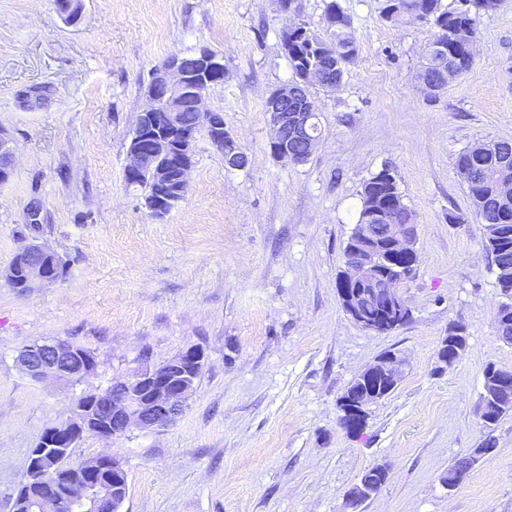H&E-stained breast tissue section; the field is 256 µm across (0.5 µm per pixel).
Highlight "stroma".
<instances>
[{
	"label": "stroma",
	"mask_w": 512,
	"mask_h": 512,
	"mask_svg": "<svg viewBox=\"0 0 512 512\" xmlns=\"http://www.w3.org/2000/svg\"><path fill=\"white\" fill-rule=\"evenodd\" d=\"M358 55L333 92L314 88L321 137L301 165L269 148L266 101L292 73L280 32L322 26L325 0H0V127L14 171L0 184V268L30 238L66 263L59 282L21 293L0 280V512H11L44 430L88 392L189 347L205 364L172 424L81 439L77 463L120 458L121 512H512V414L480 418L484 369L512 370L494 319L504 297L455 158L512 140V0L476 20L472 68L435 99L414 85L433 30L395 24L379 0H341ZM202 47L224 58L208 109L243 146L230 170L199 139L185 199L156 218L126 186V146L153 69ZM395 173L418 225V263L402 285L411 319L375 334L336 288L363 183ZM466 330L464 356L436 372L443 336ZM89 350L75 383L36 382L16 356L35 341ZM405 360L396 390L347 436L337 402L385 352ZM493 437L496 449L448 489L449 465ZM387 482L352 507L376 464Z\"/></svg>",
	"instance_id": "obj_1"
}]
</instances>
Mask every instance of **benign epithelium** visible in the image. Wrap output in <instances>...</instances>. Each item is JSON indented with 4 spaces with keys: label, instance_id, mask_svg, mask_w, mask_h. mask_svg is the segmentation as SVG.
<instances>
[{
    "label": "benign epithelium",
    "instance_id": "7a95c632",
    "mask_svg": "<svg viewBox=\"0 0 512 512\" xmlns=\"http://www.w3.org/2000/svg\"><path fill=\"white\" fill-rule=\"evenodd\" d=\"M458 45L473 56L475 34L468 27L455 33ZM323 64L307 69L304 77L276 88L268 98L271 126L270 150L280 160L294 165L305 163L318 145L315 133L317 109L311 88L334 91L341 85L330 60L336 46L324 48ZM224 75V59L206 48L187 60L180 54L169 57L152 73L147 88V105L140 112L130 138L124 166L126 184L138 186L148 179L153 191L142 198L144 207L162 218L173 210L188 190V174L194 165L199 131L209 144L224 156V166L242 169L248 156L238 140L224 128V113L204 105L206 90L214 74ZM453 73L440 70L432 83L418 82L426 96L443 93ZM194 111L196 121H185L184 109ZM306 144L302 154L290 145ZM14 170L11 138L0 127V183L8 181ZM392 203L383 213H374L368 222L357 226V248L353 249L341 271L339 299L344 312L368 332L383 333L389 321L365 317L361 301L377 298L390 316L410 314L400 284L407 276V260L415 259V224L400 223ZM57 255L33 239L15 256L12 264L0 271V277L22 292L61 280L55 270ZM22 371L36 381L48 379L73 382L90 369L93 359L68 342L43 341L25 346L17 357ZM205 362L204 351L190 347L159 367L146 368L135 378L114 383L106 392V404L96 408L80 400L72 416L45 429L27 461L24 483L37 487V493L25 499L15 498L13 512H121L129 492L128 474L121 460L100 456L67 466L64 461L71 448L83 437L93 435L112 439L132 428L153 430L171 424L183 412L195 388V373ZM403 360L395 353L378 358L365 368L364 388L354 399L338 401L339 423L353 429L366 426V408L381 401L396 389L402 377ZM512 382L503 371L491 370L485 378L484 393Z\"/></svg>",
    "mask_w": 512,
    "mask_h": 512
}]
</instances>
